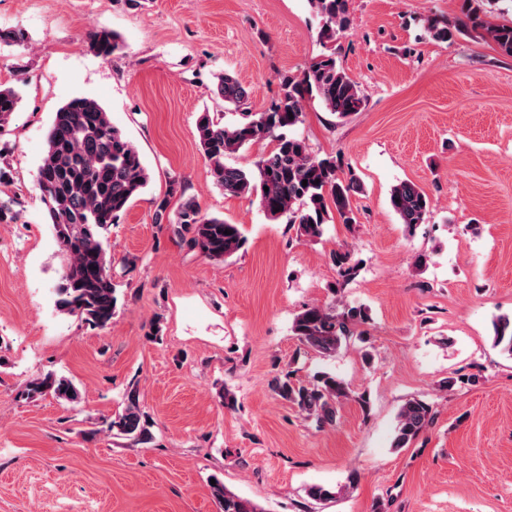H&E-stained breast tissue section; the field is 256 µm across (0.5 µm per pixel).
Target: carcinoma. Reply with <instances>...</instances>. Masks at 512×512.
Returning a JSON list of instances; mask_svg holds the SVG:
<instances>
[{
    "label": "carcinoma",
    "mask_w": 512,
    "mask_h": 512,
    "mask_svg": "<svg viewBox=\"0 0 512 512\" xmlns=\"http://www.w3.org/2000/svg\"><path fill=\"white\" fill-rule=\"evenodd\" d=\"M472 2L475 6L468 8L465 19L454 24L431 20L428 30L432 37L446 42L468 23H478L483 0H467ZM309 4L320 18L318 40L326 52L314 58L300 76L284 77L280 97L269 109L242 112L240 120L231 125L204 112L194 134L217 187L234 196L257 200L270 219L287 218L296 238L315 240L322 237L325 224L336 216L347 226L357 223L352 198L360 189V181L352 170L344 168L340 157L311 151L305 139L291 130L303 123L308 99L318 100L343 121L363 109L365 98L357 82L339 64L333 48L349 25L348 0H309ZM487 32L504 54L512 56V23L490 26ZM89 47L107 58L120 49L119 37L101 27L90 34ZM212 93L237 108L249 98L248 89L229 73L218 78ZM20 102L14 88L0 86V130L8 126ZM266 140L271 147L257 155L252 168L225 164L226 156ZM46 144L36 181L45 217L66 258L55 289V307L87 325L106 328L116 312L118 288L107 257L105 233L143 193L150 175L137 147L94 99L75 97L63 104L55 112ZM389 202L406 231L411 233L426 223L431 201L417 184L397 183L390 190ZM14 204V198L0 196V224L19 221L20 212ZM226 230L231 234H224ZM177 233L188 234L187 245L213 260L225 261L245 245L239 225L202 214L193 198L181 204ZM330 257L339 276L349 279L356 274L357 265L351 263L349 251L338 249ZM367 321L368 313L362 306L312 305L294 317L291 331L308 349L329 359L358 336L357 328ZM492 330L493 346L512 356V316L497 317ZM273 389L321 426L335 422L338 404L349 396L347 384L328 373L307 381L294 380L288 373L274 379ZM45 394L68 403L80 400L73 382L53 371L28 380L20 392L26 398ZM433 417L430 403L418 398L407 400L397 413L393 447L409 445ZM107 431L139 444L152 441L136 387L125 393L124 407L107 424ZM212 479L215 484L210 486L211 495L221 512H264L229 491L219 476Z\"/></svg>",
    "instance_id": "obj_1"
}]
</instances>
